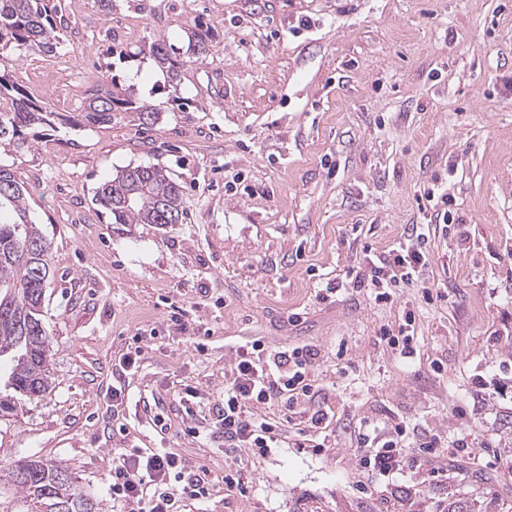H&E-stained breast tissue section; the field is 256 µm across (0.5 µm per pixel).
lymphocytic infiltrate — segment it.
I'll list each match as a JSON object with an SVG mask.
<instances>
[{
	"label": "lymphocytic infiltrate",
	"instance_id": "obj_1",
	"mask_svg": "<svg viewBox=\"0 0 512 512\" xmlns=\"http://www.w3.org/2000/svg\"><path fill=\"white\" fill-rule=\"evenodd\" d=\"M429 237L422 224L383 251L365 247V262L351 282L370 290L378 303H391L401 288L421 285L430 266ZM318 353L302 346L285 351L269 350L254 339L239 345L228 373L224 392L209 405L224 434V454L233 458L247 451L252 458L265 457L279 447L281 423L262 416L277 407L296 419V447H318V433L330 414L317 399L311 373ZM355 460L371 484L404 473L410 464L409 432L405 421L393 417L366 418L357 430ZM109 491L117 512H183L186 501L206 502L211 484L186 460L163 448H119L115 451Z\"/></svg>",
	"mask_w": 512,
	"mask_h": 512
}]
</instances>
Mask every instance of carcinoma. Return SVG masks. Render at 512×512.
Returning a JSON list of instances; mask_svg holds the SVG:
<instances>
[{"label": "carcinoma", "instance_id": "1", "mask_svg": "<svg viewBox=\"0 0 512 512\" xmlns=\"http://www.w3.org/2000/svg\"><path fill=\"white\" fill-rule=\"evenodd\" d=\"M65 20L54 0H0V94L10 93L9 108L0 111V145L15 151L30 147L31 132L60 122L112 121L121 116L141 125L153 124L159 112L134 99L133 91L105 76L82 111L60 114L11 80L8 52L26 49L52 56L60 45ZM212 30L202 24L189 36L192 55L205 58ZM150 60L160 69L168 86L175 85L181 62L172 58L165 42L153 44ZM95 201L112 215L114 224H165V213L185 219L179 186L156 166L127 167L104 182ZM50 275L49 245L29 217L22 187L13 173L0 165V361L10 363L0 376L8 394L0 397V411L16 401L43 396L52 385L48 367L50 341L42 321V306ZM21 500L3 505L0 512H95L93 499L75 484L67 467L31 461L29 476L13 466L4 476Z\"/></svg>", "mask_w": 512, "mask_h": 512}]
</instances>
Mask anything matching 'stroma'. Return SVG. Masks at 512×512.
Segmentation results:
<instances>
[{
    "label": "stroma",
    "mask_w": 512,
    "mask_h": 512,
    "mask_svg": "<svg viewBox=\"0 0 512 512\" xmlns=\"http://www.w3.org/2000/svg\"><path fill=\"white\" fill-rule=\"evenodd\" d=\"M61 5L56 56L15 51L16 82L66 113L109 73L160 118L43 126L20 157L0 147L50 245L53 374L43 397L0 416V476L22 458L59 463L112 512L115 449L167 448L208 471L206 512H444L458 498L512 512V0ZM200 22L214 32L202 60L188 39ZM160 40L182 62L174 93L153 89L162 75L147 54ZM149 164L181 186L185 221L113 223L98 187ZM441 183L459 222L430 229L432 300L405 288L378 304L349 287L363 246L386 249L422 222L420 198ZM406 308L410 359L379 339ZM136 336L141 356L121 371ZM246 339L316 349L332 414L327 447H295L289 423L281 447L242 456L241 495L224 488L223 436L185 435L176 397L221 393ZM151 410L165 432L147 425ZM387 416L412 424L415 442L476 429L486 446L476 461L441 455L440 478L411 450L405 477L364 494L354 430Z\"/></svg>",
    "instance_id": "stroma-1"
}]
</instances>
